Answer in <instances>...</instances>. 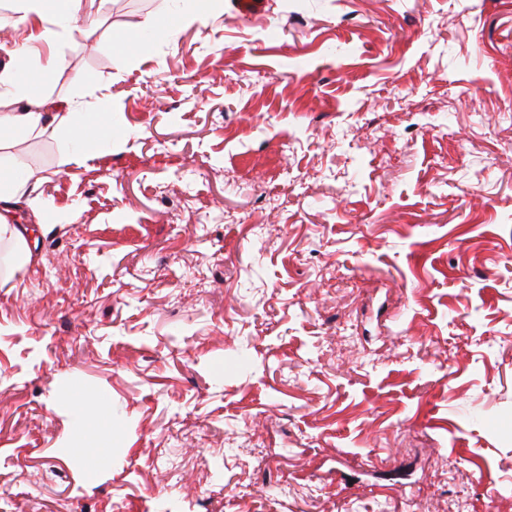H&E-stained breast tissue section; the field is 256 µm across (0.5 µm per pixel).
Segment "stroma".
<instances>
[{
	"label": "stroma",
	"instance_id": "obj_1",
	"mask_svg": "<svg viewBox=\"0 0 512 512\" xmlns=\"http://www.w3.org/2000/svg\"><path fill=\"white\" fill-rule=\"evenodd\" d=\"M0 0L102 138L19 136L0 512H512V0ZM83 408H76L75 399ZM16 11L20 22L27 24V42L55 40L60 31L72 27L80 10L81 0H53V16L50 20L44 12V0H17ZM52 26V27H51ZM187 9L170 10L165 13L154 16L149 19L144 27V31L158 32L159 29H166L163 32H171L185 18L201 19L208 15L210 11V1L207 0H191ZM166 19H173L174 22L170 26H163Z\"/></svg>",
	"mask_w": 512,
	"mask_h": 512
}]
</instances>
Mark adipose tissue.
Listing matches in <instances>:
<instances>
[{
	"label": "adipose tissue",
	"mask_w": 512,
	"mask_h": 512,
	"mask_svg": "<svg viewBox=\"0 0 512 512\" xmlns=\"http://www.w3.org/2000/svg\"><path fill=\"white\" fill-rule=\"evenodd\" d=\"M80 4L81 0H16V10L29 28V41L50 42L72 27ZM56 68L55 60L50 59L33 76L0 72V147L7 145L9 137L33 132L71 138L86 150L100 139V130L89 129L80 108L72 104L59 108L34 88L32 77L49 83Z\"/></svg>",
	"instance_id": "1"
}]
</instances>
